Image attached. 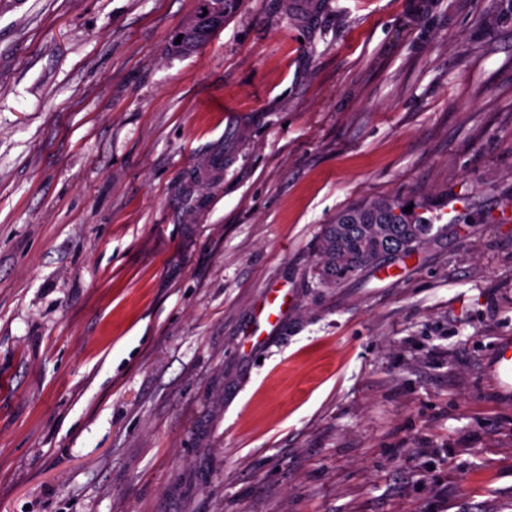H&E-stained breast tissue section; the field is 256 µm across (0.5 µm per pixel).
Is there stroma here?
<instances>
[{"label":"stroma","instance_id":"35a3bbf8","mask_svg":"<svg viewBox=\"0 0 512 512\" xmlns=\"http://www.w3.org/2000/svg\"><path fill=\"white\" fill-rule=\"evenodd\" d=\"M197 6L0 0V512H512V0ZM212 9L214 10L215 4L220 6V15L222 16V23L209 27L206 30L196 32L193 28V23L197 17V11L194 17L178 32L176 33L170 43V51L173 54H186L195 49L200 43L204 42L211 32L224 23V19L228 17L236 8L237 0H209ZM179 35H183L180 44H175V40ZM405 207L394 200L365 201L339 212L331 224L322 225L318 284L336 288L379 263V257L390 248L401 247V254H406L422 243L432 224L415 215L414 209L399 214L398 208ZM490 371L499 380L501 374H512V339H502L497 347L495 359L490 366Z\"/></svg>","mask_w":512,"mask_h":512}]
</instances>
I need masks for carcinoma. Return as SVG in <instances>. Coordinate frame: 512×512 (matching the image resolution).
Instances as JSON below:
<instances>
[{
	"mask_svg": "<svg viewBox=\"0 0 512 512\" xmlns=\"http://www.w3.org/2000/svg\"><path fill=\"white\" fill-rule=\"evenodd\" d=\"M214 30L197 32L193 22L180 31L181 43L170 41V51L186 54L204 42ZM405 207L398 201L371 200L342 210L329 224L322 225L317 260L318 284L336 288L361 275L390 248L410 252L425 240L432 229L428 219L415 213L395 210Z\"/></svg>",
	"mask_w": 512,
	"mask_h": 512,
	"instance_id": "1",
	"label": "carcinoma"
}]
</instances>
